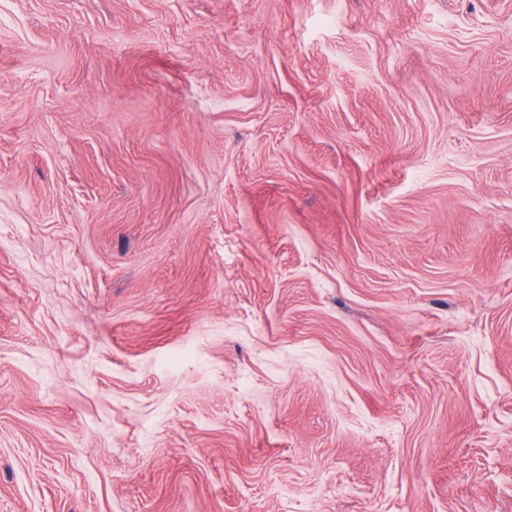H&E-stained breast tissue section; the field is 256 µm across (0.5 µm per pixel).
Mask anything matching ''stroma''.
<instances>
[{
  "instance_id": "stroma-1",
  "label": "stroma",
  "mask_w": 512,
  "mask_h": 512,
  "mask_svg": "<svg viewBox=\"0 0 512 512\" xmlns=\"http://www.w3.org/2000/svg\"><path fill=\"white\" fill-rule=\"evenodd\" d=\"M0 512H512V0H0Z\"/></svg>"
}]
</instances>
